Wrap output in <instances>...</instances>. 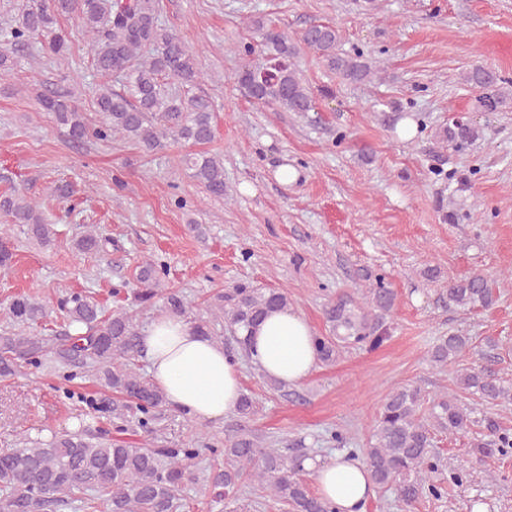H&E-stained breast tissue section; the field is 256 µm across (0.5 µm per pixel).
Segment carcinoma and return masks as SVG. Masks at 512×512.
Listing matches in <instances>:
<instances>
[{"mask_svg": "<svg viewBox=\"0 0 512 512\" xmlns=\"http://www.w3.org/2000/svg\"><path fill=\"white\" fill-rule=\"evenodd\" d=\"M17 25L0 27V71L12 72L24 59L44 55L59 64L69 59L68 34L59 25L62 16L75 15L90 37L91 66L105 79L94 104L99 120L92 123L74 96L41 86L37 101L52 114L57 126L71 141H110L121 137L150 153L168 143L203 145L215 136L214 107L196 93L203 79L196 54L164 26L151 0H16ZM252 26L261 35L266 54L262 67L242 65L234 79L251 99L303 116L314 111L315 102L292 63L301 50L314 52L326 67L350 84H362L375 74L360 52L340 49L339 29L330 23H314L293 41L272 22L257 17ZM119 74L125 79L121 93L106 80ZM465 84L485 90L481 106L496 112L507 103L506 81L481 66L463 73ZM179 85V91L171 84ZM478 136L469 123L456 122L438 132L441 141L462 146ZM190 177L213 198L224 197V162L206 152L183 157ZM0 214L42 246L54 241L56 230L37 202L11 189L0 194ZM106 240L97 231H84L75 240L84 254L103 250ZM167 268L153 262L139 266L138 298L149 302L159 295ZM453 302L463 308L487 305L491 288L487 279L472 273L448 288ZM288 296L280 291L238 286L216 297L215 308L233 328L238 348L248 352V332L273 309L288 308ZM394 305V293L379 276L363 293L362 301L339 296L326 309L333 335L313 337L318 360L332 363L351 346L376 347L385 339L386 316ZM166 308L186 316L190 303L177 293L166 296ZM68 325L76 334L42 336L23 331L0 336V376L15 373L19 363L39 365L53 354L70 372H92L113 400L82 395L91 410L124 419L133 414L145 431H152L158 412L167 405L164 393L139 372L141 333L133 316L124 310L106 312L91 294L73 293L58 302ZM53 309L28 294L13 297L9 318L20 328L42 324ZM468 347L466 337H442L431 351L439 366L455 361ZM458 388L487 403H511L512 386L491 369L470 368L456 378ZM423 397L418 388L401 387L384 402L377 419L374 442L360 454L374 483L395 490L398 500L410 508L425 497H443L447 487L430 481L437 470L431 448L435 432L461 433L469 426V413L446 394L432 399L429 416H420ZM492 439L477 444L481 455L508 454L512 436L490 420ZM201 448H150L89 440L78 434L58 433L47 440L27 441L20 448L0 452V512H67L81 493L83 512H178L184 507L180 493L198 484L194 461ZM214 488L224 489L234 512H250L252 505L240 497L241 487L254 483L289 512H336L313 493L304 475L306 456L286 448H264L255 436L240 434L210 448Z\"/></svg>", "mask_w": 512, "mask_h": 512, "instance_id": "cac0c4a2", "label": "carcinoma"}]
</instances>
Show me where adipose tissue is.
<instances>
[{
  "mask_svg": "<svg viewBox=\"0 0 512 512\" xmlns=\"http://www.w3.org/2000/svg\"><path fill=\"white\" fill-rule=\"evenodd\" d=\"M312 336L302 314L290 308L275 310L253 331L249 356L265 376L297 384L317 363ZM141 349L153 383L177 412L199 422L236 412L241 396L236 358L222 344L201 335L189 320L157 315L141 336ZM305 466L315 474L318 495L337 512H364L375 494L367 467L350 454L309 460Z\"/></svg>",
  "mask_w": 512,
  "mask_h": 512,
  "instance_id": "ef3b65f1",
  "label": "adipose tissue"
}]
</instances>
